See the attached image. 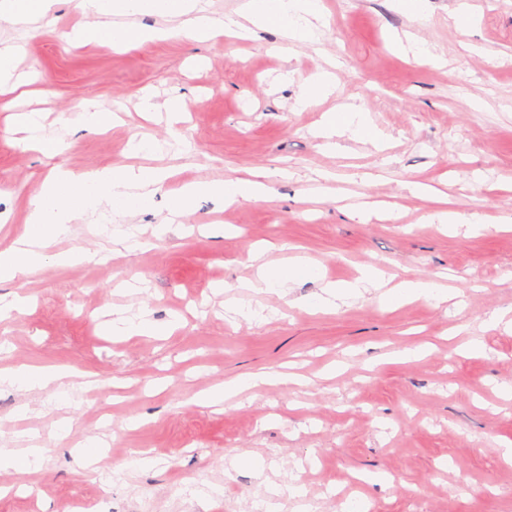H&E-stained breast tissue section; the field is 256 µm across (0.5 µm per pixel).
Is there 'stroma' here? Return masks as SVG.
<instances>
[{
    "instance_id": "stroma-1",
    "label": "stroma",
    "mask_w": 512,
    "mask_h": 512,
    "mask_svg": "<svg viewBox=\"0 0 512 512\" xmlns=\"http://www.w3.org/2000/svg\"><path fill=\"white\" fill-rule=\"evenodd\" d=\"M327 24L319 57L306 45L283 55L274 28L246 40L176 37L117 53L73 48L60 34L80 19L74 0H57L50 24L20 33L0 26V43L21 41L50 113L48 136L66 149H27L0 104V246L24 223L30 202L56 166L78 170L133 163L188 169L200 177L286 170L266 200L230 207L199 199L162 238L168 193L130 217L150 249L113 256L93 218L53 244L57 254L101 249V264L47 263L0 282V297L30 296V307L0 320V368L54 365L93 373L85 386L27 391L0 385V445L41 446L37 464L0 470V512H512V329L490 316L512 307V0H480L467 24L455 0H422L419 16L392 0H322ZM411 35L444 58L437 66L396 45ZM335 59L334 93L305 112L293 104L305 79ZM291 70L282 84L279 72ZM183 99L186 123L143 118L144 94ZM89 104L120 114L101 134L72 130L68 117ZM361 107L387 137L385 150L344 140L331 152L318 135L325 112ZM165 143L168 153L131 157V141ZM422 180L453 208L478 213L490 230L453 233L425 220ZM378 218L360 224L353 204ZM281 265L302 256L324 279L280 292L251 289L252 248ZM397 279L421 277L459 290L438 304L419 298L389 310L378 291L336 311H311L324 280L349 281L366 264ZM183 314L172 336L125 341L101 335L105 313ZM464 326L454 335L456 326ZM479 352H468L470 343ZM426 346L416 361L403 348ZM338 365L334 377L325 370ZM295 367L302 385H271L224 403L190 397L224 380ZM104 441L97 472L82 466L87 438ZM155 465L141 467L139 451ZM300 485L304 495L287 488Z\"/></svg>"
}]
</instances>
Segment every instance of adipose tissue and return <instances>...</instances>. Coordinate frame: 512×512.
Masks as SVG:
<instances>
[{"label":"adipose tissue","mask_w":512,"mask_h":512,"mask_svg":"<svg viewBox=\"0 0 512 512\" xmlns=\"http://www.w3.org/2000/svg\"><path fill=\"white\" fill-rule=\"evenodd\" d=\"M77 8L86 22L63 32L65 41L77 46L90 42L109 44L124 52L180 35L200 42L222 34L247 38L253 29L273 26L285 38L281 51L288 54L294 44L318 42L323 25L320 0H243L235 14L222 18L210 15L206 0H78ZM143 14L161 18V25L147 28L131 25V17ZM319 134L327 147L334 150L344 137L364 138L377 150L385 148L383 135L370 126L366 114L355 106L326 113ZM171 176V170L166 167L126 166L83 171L57 168L42 183L22 231L9 245L0 248V280L33 273L51 259L60 264L96 261V253L84 249L52 257L47 250L55 239L69 235L72 224L85 214L122 218L149 210L155 195L166 187ZM271 181L268 172L190 180L172 197L171 209L180 214L191 213L201 197L218 198L228 206L262 201L272 192ZM262 257L259 251L250 254L251 262L258 266V275L251 286L258 290L283 289L320 273L316 264L301 258L273 266L263 262ZM372 289L379 290L382 303L388 306L420 297H433L440 302L448 299L447 292L438 291L432 282L406 278L394 284L383 269L368 265L354 280L326 283L316 308L321 312L335 310L339 301L363 297ZM69 375V370L62 367L22 364L0 369V383L41 390L52 384H63ZM295 380V375L288 373H255L198 392L192 402L209 408L262 385H286Z\"/></svg>","instance_id":"obj_1"}]
</instances>
